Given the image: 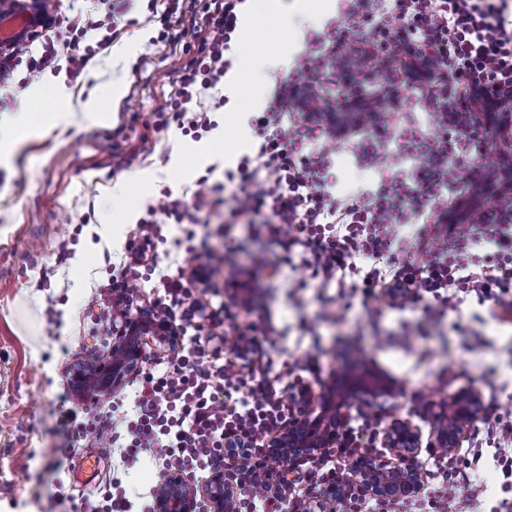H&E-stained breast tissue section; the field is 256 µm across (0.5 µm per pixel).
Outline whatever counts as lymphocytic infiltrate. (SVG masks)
Wrapping results in <instances>:
<instances>
[{
  "instance_id": "f902f5d3",
  "label": "lymphocytic infiltrate",
  "mask_w": 512,
  "mask_h": 512,
  "mask_svg": "<svg viewBox=\"0 0 512 512\" xmlns=\"http://www.w3.org/2000/svg\"><path fill=\"white\" fill-rule=\"evenodd\" d=\"M245 0H165L160 41L177 49L172 22L197 31L189 61L175 70L173 91L161 110L188 132L214 127L209 110L198 107L202 93L217 89L232 69V44ZM91 23H74L42 38L43 52L30 44L0 56V71L28 58L32 72L58 66L69 50L67 76L77 80L87 61L76 48ZM418 60L413 89L440 135L428 139L407 130L404 151L415 160L411 174L386 175L387 144L400 118L393 111L399 72L382 76L381 62ZM340 71L363 73L371 85L354 102L370 114L339 129L325 112L305 110L301 98H321L328 62ZM498 97L512 105V0H346L343 18L313 33L307 52L281 78L265 110L254 119L256 142L223 183L200 179L191 199L165 193L141 223L147 237L167 224H197L204 212L233 201L237 215L256 217L259 230L281 250L290 268L309 270L324 288L343 296L395 303L424 300L426 319L458 311L467 297L495 308L512 305V202L475 214L471 223L446 222L448 195L463 171L484 159L488 131L471 104ZM352 148L357 164L381 172L376 187L355 196L331 190L330 141ZM419 215L412 240L398 239L394 227ZM263 339L248 326L234 331L233 353L248 371L214 366L200 339H191L170 365L145 373L135 391L130 427L136 448L158 449L165 467L183 471L223 467L236 491V512H310L322 490L336 486V512H400L397 502L372 497L351 471L349 459L384 456L373 414L358 412L343 423L333 448L296 453L286 466L269 457L266 438L286 428L321 380L318 354L287 368L273 383L270 364L253 363ZM246 443L241 461L224 458L225 441ZM481 453L434 460L431 483L422 490L423 512H448L458 504L474 508L481 490L467 471Z\"/></svg>"
}]
</instances>
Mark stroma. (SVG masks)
Returning a JSON list of instances; mask_svg holds the SVG:
<instances>
[{
  "label": "stroma",
  "mask_w": 512,
  "mask_h": 512,
  "mask_svg": "<svg viewBox=\"0 0 512 512\" xmlns=\"http://www.w3.org/2000/svg\"><path fill=\"white\" fill-rule=\"evenodd\" d=\"M159 0H139L117 24L118 34L99 49L104 30L89 32L79 45L89 61L71 85L67 123L49 121L48 104L31 91L52 95L65 73H30L19 62L8 82L14 99L0 103V140H8L14 118L30 113L36 133L15 145L0 164V512H97L106 494H134L133 512H152L148 495L165 468L153 448H133L122 419L131 407L134 382L104 403L82 406L85 416L112 418L111 440L76 438L66 411L70 367L89 353L106 354L112 312L101 296L111 277H125L139 302L152 306L163 276L187 270L185 250L206 245L226 250L202 299L207 314H223L231 297L245 300L229 324L270 333L264 348L271 379L286 363L318 352L323 381L341 370L361 375L374 368L400 388L375 411L382 426L410 422L429 438L432 416L419 401L441 404L465 388L498 387V412L512 417V323L478 324L467 300L460 313L428 321L420 305L393 306L378 298L371 319L362 297L342 298L319 287L308 271L289 270L276 243L259 234L247 217L219 208L207 223L164 226L148 261L126 265L125 247L139 233L138 221L164 192L191 195L201 178L220 182L250 153L255 140L249 102L269 101L276 81L308 49L311 32L340 19V11L307 17L296 0H281L277 14L258 16L239 28L235 67L246 57L284 54L287 63L259 76L254 85L221 87L225 107L202 138L176 124L162 125L158 109L170 92L177 56L157 44L160 23L151 17ZM143 138L144 152L130 167H112L116 129ZM337 194L373 188L376 172L358 166L351 148L333 157ZM243 271L245 287L225 282Z\"/></svg>",
  "instance_id": "35a3bbf8"
}]
</instances>
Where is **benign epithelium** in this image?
Instances as JSON below:
<instances>
[{
  "label": "benign epithelium",
  "mask_w": 512,
  "mask_h": 512,
  "mask_svg": "<svg viewBox=\"0 0 512 512\" xmlns=\"http://www.w3.org/2000/svg\"><path fill=\"white\" fill-rule=\"evenodd\" d=\"M16 12L29 18V25L16 33L0 36V56L11 52L26 40L47 28L53 13L43 0H0V20ZM495 149L512 152V128L500 125L494 139ZM137 290L121 288L112 293V343L106 357L85 358L72 370L73 385L80 402L98 403L120 389L128 377L140 370L146 345L161 355L176 353L181 347V328L157 311L137 306ZM353 402L330 394H319L303 405L288 428L272 434L266 447L274 449L273 461L288 462V454L297 451L322 452L336 445L339 429L349 416ZM481 396L468 388L460 391L433 413L434 426L429 448H457L466 427L478 419ZM384 446L400 449L399 464L391 469L381 461L364 455L355 468L368 492L385 500H398L413 493L418 472L412 465L421 436L407 422H395L384 433ZM236 492L224 478V469H216L201 489L188 485L175 472L163 475L154 494L153 512H233Z\"/></svg>",
  "instance_id": "7a95c632"
}]
</instances>
